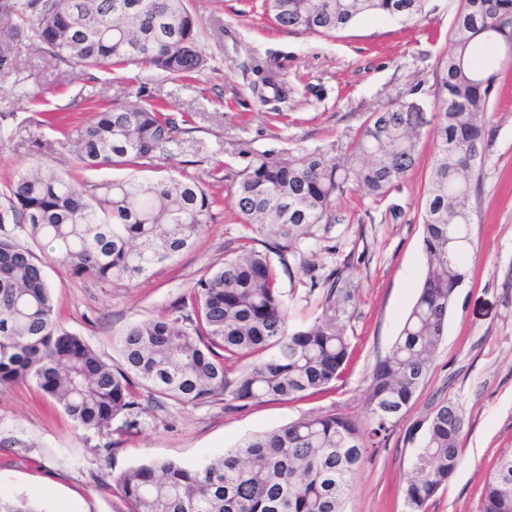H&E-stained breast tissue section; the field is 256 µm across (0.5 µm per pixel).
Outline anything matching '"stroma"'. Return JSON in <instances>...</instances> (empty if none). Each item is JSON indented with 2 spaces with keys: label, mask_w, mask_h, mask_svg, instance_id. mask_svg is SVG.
<instances>
[{
  "label": "stroma",
  "mask_w": 512,
  "mask_h": 512,
  "mask_svg": "<svg viewBox=\"0 0 512 512\" xmlns=\"http://www.w3.org/2000/svg\"><path fill=\"white\" fill-rule=\"evenodd\" d=\"M186 3L201 21L199 47L208 58L201 72L173 80L141 63L89 70L25 43L17 71L0 79V194L17 173L35 167L72 171L73 147L60 143V131L96 107H135L149 99L187 118L155 167H102L81 178L146 179L160 168L207 183L215 204L194 245L131 281L77 278L53 261L45 269L60 325L104 358H115L113 339L127 325L167 313L205 267L222 264L242 245L247 231L232 185L243 151L346 146L371 112L403 97L424 109L418 160L384 200L354 189L338 197L332 224L299 244L281 277L293 328L320 312L305 265L339 270L357 288L347 322L355 358L335 392L247 406L227 395L188 406L151 402L138 428L123 429L117 420L111 434L99 435L76 429L34 385L0 384V493L26 497L45 512H127L116 479L128 469L153 458L194 466L312 409L367 424L368 376L394 345L424 272L422 203L436 151L434 91L459 0H433L414 24L368 18L333 37L276 26L262 0ZM491 63L499 76L487 114L490 146L470 200L474 248L467 278L424 383L357 470L343 512H407L403 477L428 418L443 403L464 412L462 458L427 512H480L486 478L500 456L512 453V64L499 52ZM269 71L288 96L266 104L258 89ZM35 138L56 141L54 152L29 150ZM215 168L223 182L211 181Z\"/></svg>",
  "instance_id": "35a3bbf8"
}]
</instances>
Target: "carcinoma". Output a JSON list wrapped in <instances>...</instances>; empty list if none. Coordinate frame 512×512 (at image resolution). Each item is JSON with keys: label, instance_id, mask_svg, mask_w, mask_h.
Here are the masks:
<instances>
[{"label": "carcinoma", "instance_id": "1", "mask_svg": "<svg viewBox=\"0 0 512 512\" xmlns=\"http://www.w3.org/2000/svg\"><path fill=\"white\" fill-rule=\"evenodd\" d=\"M430 0H264L279 27L336 36L366 17L420 21ZM200 21L186 0H0V77L17 66L26 38L51 57L87 69L145 63L175 78L206 67ZM438 80L437 143L423 199L418 296L389 354L369 377L368 427L335 411L309 412L256 434L195 467L155 459L122 473L128 512H343L369 449L401 417L423 384L466 278L472 248L470 199L489 143L486 115L498 78L476 53L512 48V0H462ZM423 113L391 101L371 113L349 149L334 156L302 148L253 153L233 183L252 236L220 266L206 267L188 296L115 338L120 361L104 359L62 328L47 258L75 277L133 280L191 247L215 200L192 178L136 177L91 184L31 170L6 186L0 205V383L33 384L79 430L108 434L122 418L139 425L142 398L197 405L229 394L245 405L294 401L331 390L350 359L346 322L356 286L306 265L320 313L288 323L280 275L300 242L330 223L336 198L353 187L384 198L414 168ZM180 133L156 103L102 107L71 131L79 168L146 165ZM25 231L26 238L15 233ZM270 239L262 250L256 236ZM252 362L235 380L233 364ZM463 411L440 405L429 417L404 477L408 512H424L461 462ZM0 512H40L0 496ZM482 512H512V455L501 457L482 491Z\"/></svg>", "mask_w": 512, "mask_h": 512}]
</instances>
